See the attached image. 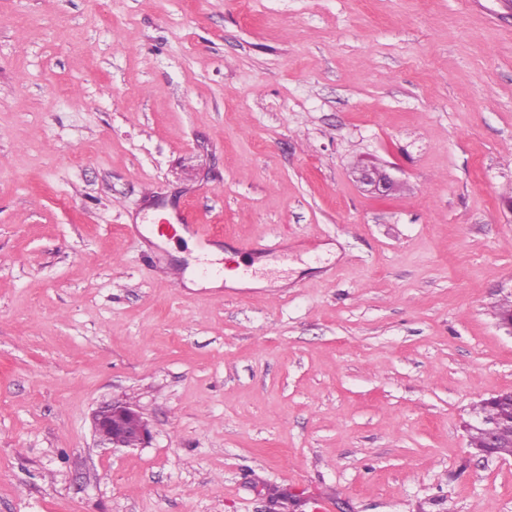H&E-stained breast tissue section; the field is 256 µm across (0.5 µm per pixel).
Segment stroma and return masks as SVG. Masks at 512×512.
Segmentation results:
<instances>
[{
  "label": "stroma",
  "mask_w": 512,
  "mask_h": 512,
  "mask_svg": "<svg viewBox=\"0 0 512 512\" xmlns=\"http://www.w3.org/2000/svg\"><path fill=\"white\" fill-rule=\"evenodd\" d=\"M511 194L512 0H0V512H512ZM357 181L368 187L367 191L379 195H388L399 184L385 169L365 164L358 169ZM93 424L102 443L111 448H134L145 444L150 437L141 413L125 403H114L98 411ZM129 440H133L132 444L128 443ZM479 426H485V432L489 436L490 448L495 450L501 455H508L512 452V448H499V434L502 429V422L489 423L487 420L480 418ZM485 432L481 428H472L467 430L469 447L475 452L480 453L488 449L487 437Z\"/></svg>",
  "instance_id": "1"
}]
</instances>
